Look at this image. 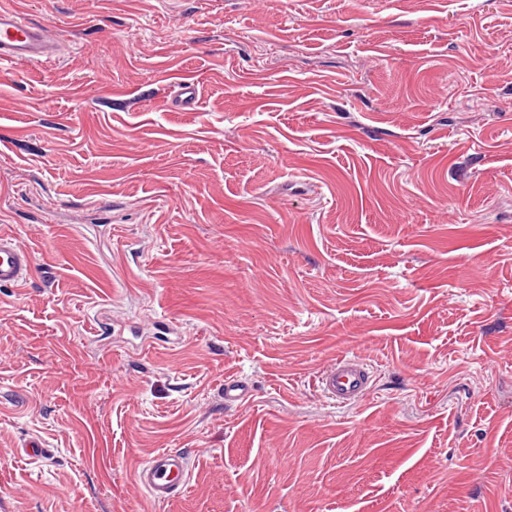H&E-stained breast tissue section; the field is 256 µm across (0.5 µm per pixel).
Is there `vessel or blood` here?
I'll return each instance as SVG.
<instances>
[{
	"instance_id": "b4317fda",
	"label": "vessel or blood",
	"mask_w": 512,
	"mask_h": 512,
	"mask_svg": "<svg viewBox=\"0 0 512 512\" xmlns=\"http://www.w3.org/2000/svg\"><path fill=\"white\" fill-rule=\"evenodd\" d=\"M56 41L43 27L15 10L0 8V61L38 64L55 56ZM32 271L29 251L8 234L0 233V287L18 288ZM323 393L341 405H352L371 389L369 365L354 356L337 359L319 376ZM251 398L250 387L238 379L225 381L224 401L241 407ZM137 484L156 501H166L182 492L189 480L188 457L177 449L156 452L136 471Z\"/></svg>"
}]
</instances>
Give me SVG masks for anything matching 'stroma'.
<instances>
[{"label":"stroma","instance_id":"stroma-1","mask_svg":"<svg viewBox=\"0 0 512 512\" xmlns=\"http://www.w3.org/2000/svg\"><path fill=\"white\" fill-rule=\"evenodd\" d=\"M0 6V512H512V0ZM56 40L17 10L0 8V61L38 64L55 57ZM32 271L30 252L17 240L0 233V287L19 288L27 282ZM323 393L340 405H352L371 389L370 366L358 357L343 356L319 376ZM250 387L239 379L224 380V403L241 407L251 398ZM135 480L154 501L169 500L187 486L188 457L177 449L160 450L137 469Z\"/></svg>","mask_w":512,"mask_h":512}]
</instances>
